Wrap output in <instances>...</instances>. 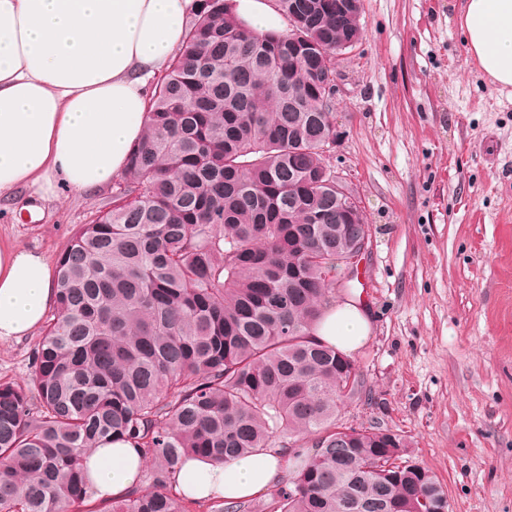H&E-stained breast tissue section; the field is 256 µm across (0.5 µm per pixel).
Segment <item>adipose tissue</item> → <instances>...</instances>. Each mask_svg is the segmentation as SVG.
Masks as SVG:
<instances>
[{
    "instance_id": "1",
    "label": "adipose tissue",
    "mask_w": 512,
    "mask_h": 512,
    "mask_svg": "<svg viewBox=\"0 0 512 512\" xmlns=\"http://www.w3.org/2000/svg\"><path fill=\"white\" fill-rule=\"evenodd\" d=\"M197 0H0V198L83 193L120 177L146 131L150 81L184 42ZM235 16L256 32L283 31L274 0H233ZM467 53L493 84L512 86V0H466L458 19ZM45 256L0 242V340L31 334L56 295ZM372 332L366 306H327L317 340L350 354ZM283 454L263 452L217 463L192 458L177 473L181 492L229 501L268 494ZM145 459L117 441L84 461L96 498L124 497Z\"/></svg>"
}]
</instances>
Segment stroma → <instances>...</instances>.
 Here are the masks:
<instances>
[{"label":"stroma","mask_w":512,"mask_h":512,"mask_svg":"<svg viewBox=\"0 0 512 512\" xmlns=\"http://www.w3.org/2000/svg\"><path fill=\"white\" fill-rule=\"evenodd\" d=\"M464 0H363L340 65L328 162L364 208L355 289L374 315L339 425L381 424L443 486L450 512H512V89L459 33ZM60 189L37 214L0 199V239L49 262L111 202ZM36 336L0 341L23 382Z\"/></svg>","instance_id":"obj_1"}]
</instances>
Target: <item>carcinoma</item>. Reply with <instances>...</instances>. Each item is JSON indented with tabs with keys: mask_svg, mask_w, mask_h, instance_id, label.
Listing matches in <instances>:
<instances>
[{
	"mask_svg": "<svg viewBox=\"0 0 512 512\" xmlns=\"http://www.w3.org/2000/svg\"><path fill=\"white\" fill-rule=\"evenodd\" d=\"M336 2L275 0L285 16L308 8V55L291 29L241 32L228 0L198 3L112 206L58 256L27 379L0 381V512H263L189 501L173 483L189 456L269 448L296 460L275 512H429L446 498L413 460L382 469L386 428L336 445L362 380L312 338L336 291L354 288L336 285L347 225L310 178L336 122L320 83L336 78V41L363 35ZM111 441L150 469L124 499L88 509L84 455Z\"/></svg>",
	"mask_w": 512,
	"mask_h": 512,
	"instance_id": "cac0c4a2",
	"label": "carcinoma"
}]
</instances>
